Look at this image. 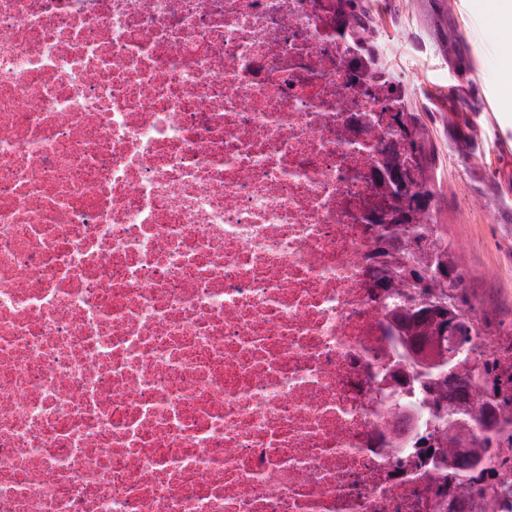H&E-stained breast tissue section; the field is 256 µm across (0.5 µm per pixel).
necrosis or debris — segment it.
<instances>
[{"mask_svg":"<svg viewBox=\"0 0 512 512\" xmlns=\"http://www.w3.org/2000/svg\"><path fill=\"white\" fill-rule=\"evenodd\" d=\"M335 3L0 0V512H431Z\"/></svg>","mask_w":512,"mask_h":512,"instance_id":"4bbe7bcc","label":"necrosis or debris"}]
</instances>
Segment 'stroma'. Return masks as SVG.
<instances>
[{
    "label": "stroma",
    "instance_id": "stroma-1",
    "mask_svg": "<svg viewBox=\"0 0 512 512\" xmlns=\"http://www.w3.org/2000/svg\"><path fill=\"white\" fill-rule=\"evenodd\" d=\"M482 0H363L388 66L426 125L434 219L466 258L465 299L492 329L512 325V62Z\"/></svg>",
    "mask_w": 512,
    "mask_h": 512
}]
</instances>
